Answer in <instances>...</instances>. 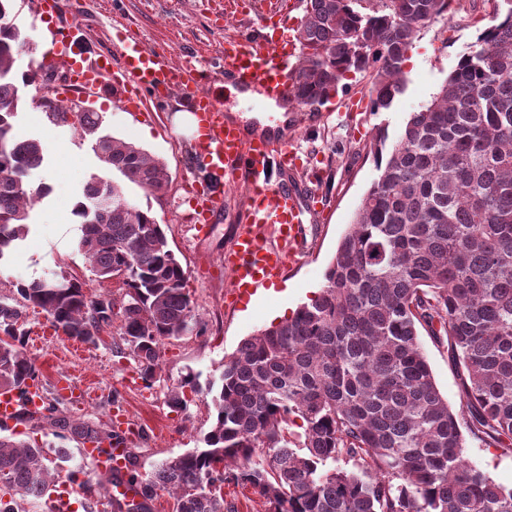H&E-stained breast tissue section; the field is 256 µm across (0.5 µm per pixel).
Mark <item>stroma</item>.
I'll use <instances>...</instances> for the list:
<instances>
[{
  "label": "stroma",
  "instance_id": "stroma-1",
  "mask_svg": "<svg viewBox=\"0 0 512 512\" xmlns=\"http://www.w3.org/2000/svg\"><path fill=\"white\" fill-rule=\"evenodd\" d=\"M226 7V0H76L83 24L74 32V46L79 49L88 43L114 55L123 41L137 39L150 48L168 47L178 63L189 52L207 62L220 55L225 38L240 28V18L226 15ZM511 8L512 0H459L447 18L421 28L404 67L406 89L387 110L338 108L322 113L317 125L309 128L304 124L306 107L291 105L296 127L291 146L301 155L305 169L322 170L325 176L317 209L306 225L305 259L275 281L274 293L253 302L242 300L232 310L225 299L232 276L224 270L222 258L249 197L241 187L227 188L213 223L205 232H196L190 192L198 176L193 141L176 133L173 125L176 112L187 108L183 97L173 99L163 111L148 99L141 111L132 114L116 110L106 94L89 100L88 108L103 115L106 132L134 142L167 165L170 184L166 192L150 194L128 182L123 189L129 200L166 225L169 246L187 272V287L203 332L164 341L162 380L147 389L132 353L115 348L119 321H112L102 332L101 343L94 346L55 332L44 313L29 311L24 348L40 369L46 397H55L54 383L60 377L67 378L79 394L92 389L91 399L79 397L65 403V416L106 428L120 418L137 426L140 436L133 442V468L143 474L164 459L201 447L211 422L208 404L199 398L187 410H173L165 402L168 386L189 373L197 376L200 385H207L219 376L244 339L274 324L276 312L293 314L319 290L341 236L377 176L373 143L378 131L396 138L410 113L430 100L494 16L505 15ZM40 96L38 84L23 87L15 126L22 136L43 143L44 161L30 179L47 186L49 194L31 212L27 238L0 262V294L9 293L15 283L60 274L76 277L94 291L98 285L77 249L80 228L74 209L91 177L116 181L120 175L103 166L92 139L80 135L73 125L39 123ZM420 340L438 389L452 408H459V381L448 360L447 343L425 334ZM16 430L22 438L62 449L64 457L54 460L53 468L91 471V463L78 452V442L56 437L54 428L27 423L17 425ZM465 456L496 483L512 488V454L493 456L470 439Z\"/></svg>",
  "mask_w": 512,
  "mask_h": 512
}]
</instances>
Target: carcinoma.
<instances>
[{
  "instance_id": "cac0c4a2",
  "label": "carcinoma",
  "mask_w": 512,
  "mask_h": 512,
  "mask_svg": "<svg viewBox=\"0 0 512 512\" xmlns=\"http://www.w3.org/2000/svg\"><path fill=\"white\" fill-rule=\"evenodd\" d=\"M0 0V260L26 237L48 193L29 181L44 161L34 138L14 132L15 65L33 50ZM449 0H305L297 26L295 101H327L351 73L373 72L370 111L406 86L403 64L419 29ZM55 125L75 118L105 167L150 192L168 188L165 162L102 129V115L41 100ZM374 143L378 177L339 241L324 283L291 317L245 339L209 383L205 447L146 475L128 472L138 500L118 512H152L158 493L172 512H235L224 485L250 487L268 512H512V489L464 457V433L512 454V9L463 54L428 104L386 147ZM78 248L98 286L123 272L120 298L91 294L77 279L18 283L0 294V392L39 379L23 348L27 311L95 345L113 318L150 388L162 341L201 334L186 272L163 225L128 201L121 185L90 179L78 202ZM441 339L461 382L462 409L439 391L420 331ZM201 393L188 374L167 388L184 411ZM53 398L17 420L70 438L114 445L119 434L60 417ZM42 446L0 436V512L27 498L51 500Z\"/></svg>"
}]
</instances>
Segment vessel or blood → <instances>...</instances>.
<instances>
[{
  "label": "vessel or blood",
  "instance_id": "1",
  "mask_svg": "<svg viewBox=\"0 0 512 512\" xmlns=\"http://www.w3.org/2000/svg\"><path fill=\"white\" fill-rule=\"evenodd\" d=\"M53 36L55 59L71 69L73 85L80 93L95 97L105 90L114 91L116 104L128 112L136 111L145 96L164 108L174 92L188 94L200 131L195 161L211 175L210 180L194 187V223L205 224L208 213L218 210L225 184L249 191L250 202L240 215V227L224 253V266L232 274V294L246 295L274 282L288 263L300 259L306 201L321 173L316 169L308 172L307 183L301 187L284 180L283 171L297 168L287 134L245 133L226 119L222 87L209 84L206 70L192 63L173 64L167 49L131 41L123 44L117 57L101 55L78 68L72 60L69 32L57 29ZM296 50V44H281L260 15L225 41L221 74L241 90L256 88L265 99L283 103L294 95L291 59ZM41 390V383L35 381L25 392L1 393L0 425L9 426L19 411L42 406ZM79 453L111 476L109 496H127L130 486L125 461L101 458L97 449L88 445Z\"/></svg>",
  "mask_w": 512,
  "mask_h": 512
}]
</instances>
